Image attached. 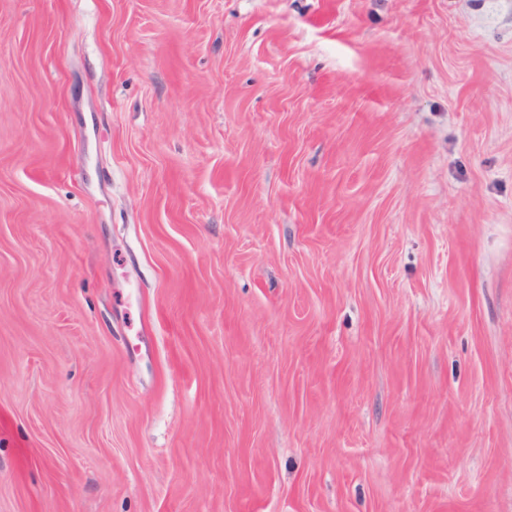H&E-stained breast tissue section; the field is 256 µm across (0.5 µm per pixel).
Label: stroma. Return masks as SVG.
<instances>
[{
	"instance_id": "1",
	"label": "stroma",
	"mask_w": 512,
	"mask_h": 512,
	"mask_svg": "<svg viewBox=\"0 0 512 512\" xmlns=\"http://www.w3.org/2000/svg\"><path fill=\"white\" fill-rule=\"evenodd\" d=\"M0 512H512V0H0Z\"/></svg>"
}]
</instances>
